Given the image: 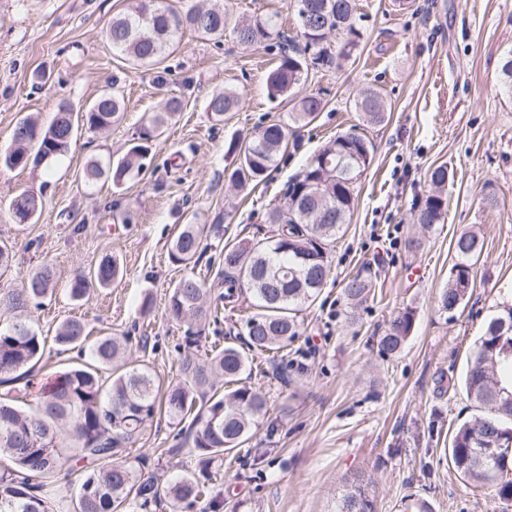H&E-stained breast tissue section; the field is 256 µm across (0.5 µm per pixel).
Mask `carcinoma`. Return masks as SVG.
<instances>
[{
  "mask_svg": "<svg viewBox=\"0 0 512 512\" xmlns=\"http://www.w3.org/2000/svg\"><path fill=\"white\" fill-rule=\"evenodd\" d=\"M293 8L299 16L308 12L314 28L299 24L302 44L282 51L279 64L268 73L266 88L272 98H290L310 70L335 67L338 59L356 52L364 39L355 0H293ZM187 28L206 39H221L229 30L246 47H269L283 37L276 13L234 21L221 5L178 11L162 0H139L131 10L113 16L107 37L112 49L128 62L153 67ZM241 102L239 93L226 87L211 96L206 109L211 118L222 122ZM358 106L371 124L389 118L385 101L374 89L361 93ZM323 108L321 98L305 95L294 103L288 122L263 126L248 139L231 143L228 151L236 156L230 174L233 185L243 189L261 182L285 150L290 124L307 125ZM180 111L182 102L169 99L164 111L149 119L140 143L117 161L90 159L79 173L80 181L88 187L102 180L122 187L142 170L148 142L161 135ZM123 112L124 99L114 91L99 94L80 115L59 107L47 127L24 117L13 129L12 143L0 154V165L36 167L42 154L49 165L68 154L79 125L105 130ZM370 163V145L363 135L347 133L329 141L288 181L283 201L268 213V223L277 225L276 234L246 246L224 245L220 282L224 291L214 305L207 304L212 288L199 271L189 272L173 286L167 311L175 320L216 318L224 309L234 310L242 299L250 302L256 312L246 321L248 348L229 342L221 348L213 344L202 355L187 354L180 363V379L165 384L147 365L129 359L124 337L106 335L90 343L83 321L61 323L53 336L55 344L62 351L79 347L89 353L90 361L42 386L34 413L0 396V512H156L162 499L153 478L143 475L146 456L131 457L127 447L139 440L145 421L159 409L177 426L190 421L189 452L199 459L198 471L180 476L170 487L168 509L180 512L198 504L201 512H217L222 503L213 495L214 481L224 464V452L242 447L267 411L265 394L239 385L243 374L258 369L249 352H279L299 336V314L326 284L331 270L329 246L344 234L357 183ZM430 180L435 190L415 206L416 222L426 227L445 221L448 167H435ZM41 208V197L33 192H22L9 202L10 210L23 209L34 216ZM204 230L200 224L181 225L167 247L169 260L186 267L194 262ZM483 245L473 231L453 240L456 263L440 294L443 310H457L467 297L469 289L463 287L460 274L480 256ZM121 273L120 261L107 255L91 276L79 274L71 281L70 297L83 300L88 282L108 288ZM53 280V269L45 265L21 287L1 296L0 304L22 311L53 293ZM373 284L367 270L347 280L342 295L358 308L367 302ZM414 322L411 308L393 316L378 337L379 351L400 352ZM45 343L46 338L24 321L0 328V384L8 387L30 377ZM464 387L479 414L456 428L450 460L469 484L493 487L499 501L507 505L512 502V306L486 322L468 361ZM63 431L73 457L95 467L80 470L75 495L56 501L48 497L47 480L61 467ZM338 512H376L375 497L367 486L356 483L341 498Z\"/></svg>",
  "mask_w": 512,
  "mask_h": 512,
  "instance_id": "cac0c4a2",
  "label": "carcinoma"
}]
</instances>
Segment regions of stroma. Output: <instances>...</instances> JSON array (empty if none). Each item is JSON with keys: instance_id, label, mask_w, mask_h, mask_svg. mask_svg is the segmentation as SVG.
I'll use <instances>...</instances> for the list:
<instances>
[{"instance_id": "1", "label": "stroma", "mask_w": 512, "mask_h": 512, "mask_svg": "<svg viewBox=\"0 0 512 512\" xmlns=\"http://www.w3.org/2000/svg\"><path fill=\"white\" fill-rule=\"evenodd\" d=\"M223 2L235 17L279 13L288 40H296L288 0ZM407 2L403 9L398 0H356L361 48L299 88L321 97L323 111L290 136L262 182L239 190L229 180L230 143L287 121L291 109L266 88L278 51L186 30L148 70L114 53L106 38L113 15L135 0H0V148L20 118L48 125L60 105L82 109L110 86L126 107L108 131L79 130L52 169L0 167V238L13 245L0 295L42 266L55 272L53 296L25 313L48 339L34 382L84 362V354L59 352L52 341L70 318L85 322L91 337H126L132 358L176 379L189 323L166 313L185 274L169 260L167 243L180 225L207 226L199 266L218 283L225 245L273 235L268 211L316 150L353 128L374 146L352 220L330 251L329 281L301 313L288 380L273 364L247 379L266 393L269 410L248 444L224 457L214 489L222 512H336L359 478L377 512H403L410 497L432 512L502 510L491 488H472L453 470L448 448L457 425L477 412L461 383L474 344L484 323L512 304V92L500 80L501 61L512 53V0ZM227 87L240 93L242 107L213 122L207 98ZM367 88L381 92L387 123L366 124L357 111ZM173 97L183 110L153 143L141 173L118 189L87 190L76 177L87 159L124 156L148 116ZM440 164L449 172L448 214L427 228L416 224L414 205L431 191L430 172ZM25 190L41 194L43 209L21 224L6 203ZM473 227L484 239L471 268L475 287L448 313L439 295L455 264L451 242ZM106 255L120 260L122 279L72 301L71 280ZM367 266L377 273L374 297L349 314L342 281ZM146 298L147 315L140 309ZM405 308L416 312L414 330L399 354L382 355L377 338ZM182 445L177 427L157 414L131 451L149 457L148 470L165 489L197 466Z\"/></svg>"}]
</instances>
